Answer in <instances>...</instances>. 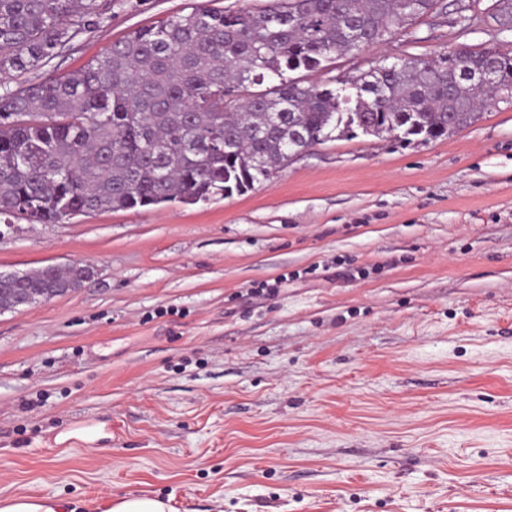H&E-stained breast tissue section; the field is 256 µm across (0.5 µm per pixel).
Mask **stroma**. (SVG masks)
Returning <instances> with one entry per match:
<instances>
[{"label":"stroma","mask_w":512,"mask_h":512,"mask_svg":"<svg viewBox=\"0 0 512 512\" xmlns=\"http://www.w3.org/2000/svg\"><path fill=\"white\" fill-rule=\"evenodd\" d=\"M194 2L112 0L25 78ZM494 2L438 0L365 56L512 49ZM11 222L0 271L96 274L0 313V500L512 512V104L333 136L241 195Z\"/></svg>","instance_id":"obj_1"}]
</instances>
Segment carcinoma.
I'll return each mask as SVG.
<instances>
[{
	"mask_svg": "<svg viewBox=\"0 0 512 512\" xmlns=\"http://www.w3.org/2000/svg\"><path fill=\"white\" fill-rule=\"evenodd\" d=\"M401 0H278L263 10L201 3L136 28L79 70L12 88L7 79L60 57L99 27V0H0V216L43 224L71 212L131 210L241 194L267 181L291 145L313 147L334 131L402 141L447 138L475 123L495 92L473 75L493 68L512 85V51L372 60L360 93L338 75L305 85L288 73L382 43L399 27ZM494 18L512 28V0ZM78 289L65 268L36 270L21 288L51 298Z\"/></svg>",
	"mask_w": 512,
	"mask_h": 512,
	"instance_id": "obj_1",
	"label": "carcinoma"
}]
</instances>
